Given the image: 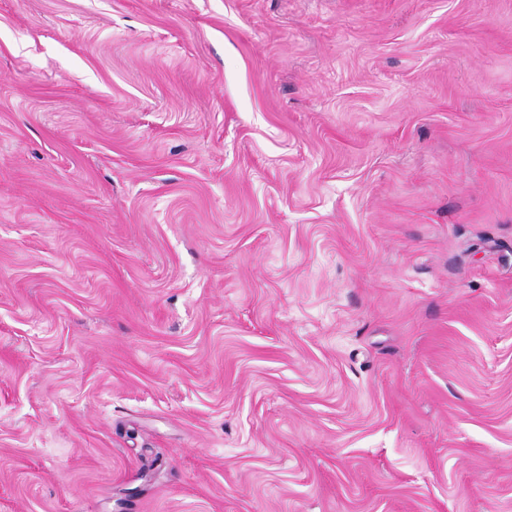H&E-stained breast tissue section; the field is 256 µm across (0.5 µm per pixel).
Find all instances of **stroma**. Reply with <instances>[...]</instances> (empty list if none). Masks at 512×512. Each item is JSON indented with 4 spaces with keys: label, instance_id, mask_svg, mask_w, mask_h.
Instances as JSON below:
<instances>
[{
    "label": "stroma",
    "instance_id": "1",
    "mask_svg": "<svg viewBox=\"0 0 512 512\" xmlns=\"http://www.w3.org/2000/svg\"><path fill=\"white\" fill-rule=\"evenodd\" d=\"M0 512H512V0H0Z\"/></svg>",
    "mask_w": 512,
    "mask_h": 512
}]
</instances>
